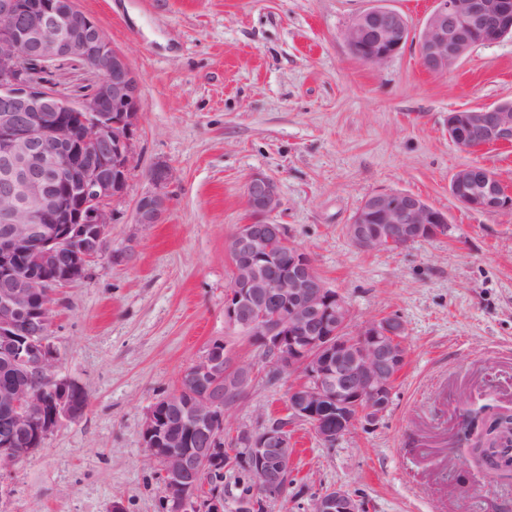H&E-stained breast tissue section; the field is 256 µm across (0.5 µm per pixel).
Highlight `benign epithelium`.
Here are the masks:
<instances>
[{"label": "benign epithelium", "instance_id": "1", "mask_svg": "<svg viewBox=\"0 0 512 512\" xmlns=\"http://www.w3.org/2000/svg\"><path fill=\"white\" fill-rule=\"evenodd\" d=\"M416 41L421 66L443 73L475 45L512 35V0H433ZM362 60L380 65L410 39L404 17L372 7L345 30ZM62 57L91 63L100 76L93 97L76 105L57 95L35 70ZM144 112L138 78L127 57L112 48L99 25L59 8L55 0H0V351L27 380L0 392L13 427L28 431L30 454L63 419L85 406L74 401L80 386L59 374L52 340L51 301L56 289L82 278L103 255L113 220L112 203L123 196L133 139ZM448 136L464 150L512 146V102L448 113ZM169 166L147 172L152 189L135 207V223L158 224L171 200ZM449 191L477 212L512 213V194L489 170L458 169ZM250 220L229 243L233 282L224 300L225 322L256 336L273 355L274 369L295 374L288 412L333 444L360 420L376 421L389 405L400 366L408 357L406 328L396 317L351 330L346 298L318 275L308 254L288 243L285 227L270 220L282 202L277 181L261 172L245 183ZM447 215L404 192L368 195L346 225L349 241L368 252L433 239L449 231ZM288 247V264L275 243ZM71 258L61 276H49L61 256ZM40 299L39 311L30 304ZM255 376L215 344L184 372L176 389L146 412L143 447L163 458V512H224V491L202 480L224 463L243 466L263 501L285 496L295 455L288 427L234 429L244 445L225 454L226 418ZM193 429L182 442L175 434ZM313 512H362L344 487L314 499Z\"/></svg>", "mask_w": 512, "mask_h": 512}]
</instances>
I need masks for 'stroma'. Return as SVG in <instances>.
<instances>
[{"label":"stroma","instance_id":"stroma-1","mask_svg":"<svg viewBox=\"0 0 512 512\" xmlns=\"http://www.w3.org/2000/svg\"><path fill=\"white\" fill-rule=\"evenodd\" d=\"M378 3L404 16L412 40L373 65L343 33ZM76 4L128 57L145 106L109 232V250L126 258L91 262L54 297L61 374L84 388L88 408L0 471L11 488L0 512H160L145 414L213 342L256 372L230 427L286 416L294 376L269 378L261 350L224 321L229 241L250 218L244 187L255 172L277 181L274 222L346 296L353 325L398 317L409 348L376 422L331 445L308 423L290 424L288 494L265 512H312L333 486L355 492L365 512H512V480L458 454L469 409L512 408V215L467 210L448 191L457 169L478 165L512 192V148L466 151L448 136L449 113L512 101V37L430 74L414 37L432 0ZM51 70L75 103L99 81L73 58ZM158 163L173 173L171 204L161 223H135ZM377 191L420 196L447 213L450 233L391 251L355 248L345 226Z\"/></svg>","mask_w":512,"mask_h":512}]
</instances>
